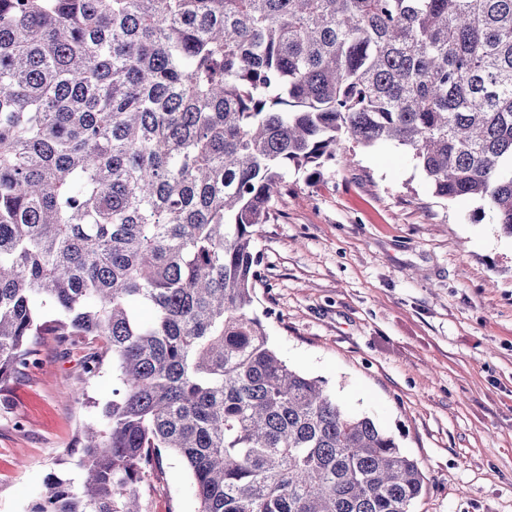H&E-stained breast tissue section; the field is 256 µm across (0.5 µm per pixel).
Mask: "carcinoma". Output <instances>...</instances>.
I'll return each instance as SVG.
<instances>
[{
	"label": "carcinoma",
	"mask_w": 512,
	"mask_h": 512,
	"mask_svg": "<svg viewBox=\"0 0 512 512\" xmlns=\"http://www.w3.org/2000/svg\"><path fill=\"white\" fill-rule=\"evenodd\" d=\"M346 140L512 237V0H0V388L45 335L116 382L28 512H142L165 453L198 512H411L417 461L252 310L288 166Z\"/></svg>",
	"instance_id": "1"
}]
</instances>
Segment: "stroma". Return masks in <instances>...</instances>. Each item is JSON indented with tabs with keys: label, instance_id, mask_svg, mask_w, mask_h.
Instances as JSON below:
<instances>
[{
	"label": "stroma",
	"instance_id": "stroma-1",
	"mask_svg": "<svg viewBox=\"0 0 512 512\" xmlns=\"http://www.w3.org/2000/svg\"><path fill=\"white\" fill-rule=\"evenodd\" d=\"M354 152L351 169L288 170L253 310L290 368L419 462L412 512H512V237L483 201L435 196L406 147ZM89 351L45 337L40 367L0 389V512H28L49 473L80 477L79 432L114 387L108 365L84 379ZM138 493L143 512H197L171 453Z\"/></svg>",
	"mask_w": 512,
	"mask_h": 512
}]
</instances>
